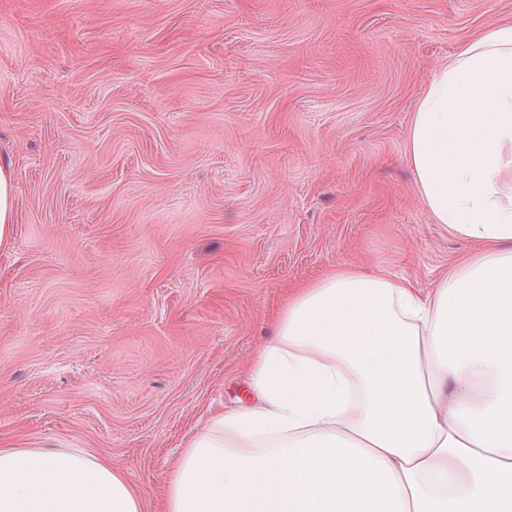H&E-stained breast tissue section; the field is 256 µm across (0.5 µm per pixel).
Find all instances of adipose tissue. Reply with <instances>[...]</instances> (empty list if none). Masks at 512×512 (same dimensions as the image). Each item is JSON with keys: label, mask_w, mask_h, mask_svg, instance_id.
<instances>
[{"label": "adipose tissue", "mask_w": 512, "mask_h": 512, "mask_svg": "<svg viewBox=\"0 0 512 512\" xmlns=\"http://www.w3.org/2000/svg\"><path fill=\"white\" fill-rule=\"evenodd\" d=\"M406 155L475 254L425 292L349 268L293 292L251 404L187 441L164 512H512V23L433 73ZM0 512L144 505L84 449L5 447Z\"/></svg>", "instance_id": "obj_1"}]
</instances>
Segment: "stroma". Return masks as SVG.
Masks as SVG:
<instances>
[{"instance_id": "35a3bbf8", "label": "stroma", "mask_w": 512, "mask_h": 512, "mask_svg": "<svg viewBox=\"0 0 512 512\" xmlns=\"http://www.w3.org/2000/svg\"><path fill=\"white\" fill-rule=\"evenodd\" d=\"M512 0H0V445L169 469L292 289L433 288L474 241L405 156L432 73ZM13 171L0 163V246L9 242L14 224Z\"/></svg>"}]
</instances>
